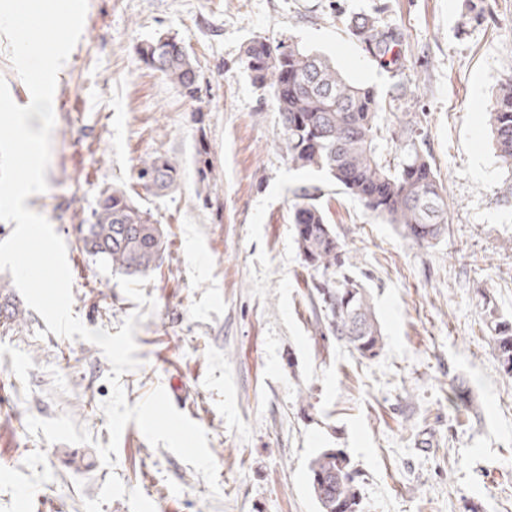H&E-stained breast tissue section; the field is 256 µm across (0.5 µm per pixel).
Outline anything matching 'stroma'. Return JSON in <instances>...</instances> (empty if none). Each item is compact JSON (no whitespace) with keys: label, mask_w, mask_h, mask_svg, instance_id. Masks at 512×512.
<instances>
[{"label":"stroma","mask_w":512,"mask_h":512,"mask_svg":"<svg viewBox=\"0 0 512 512\" xmlns=\"http://www.w3.org/2000/svg\"><path fill=\"white\" fill-rule=\"evenodd\" d=\"M366 16L401 32L400 68H381L351 34ZM159 35L196 60L195 97L141 60ZM260 37L325 55L417 122L448 201L440 241L410 246L322 173L288 164L270 94L240 61ZM510 75L512 0H88L54 94L48 189L26 205L71 255L74 315L112 334L138 305L83 251L78 226L103 189L123 185L165 228L168 251L142 287L156 308L136 324L140 366L121 382L131 406L163 387L206 431L221 497L208 499L193 466L132 422L115 468L103 466L108 360L49 332L0 271V299L19 312L0 328V512H83L112 472L156 512H318L309 465L325 448L358 472L362 512H512V375L482 322L486 296L512 320V181L478 114ZM155 155L180 170L159 196L137 183ZM302 185L321 187L328 222L346 235L382 330L377 358L314 331L289 222ZM462 385L472 408L459 412ZM63 413L92 443L28 432V417Z\"/></svg>","instance_id":"1"}]
</instances>
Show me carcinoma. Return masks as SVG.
I'll return each instance as SVG.
<instances>
[{
	"label": "carcinoma",
	"instance_id": "1",
	"mask_svg": "<svg viewBox=\"0 0 512 512\" xmlns=\"http://www.w3.org/2000/svg\"><path fill=\"white\" fill-rule=\"evenodd\" d=\"M351 33L379 65L397 66L400 32L367 17ZM140 56L188 97H195L199 74L183 43L159 36L141 46ZM241 63L252 83L271 93L279 114L281 150L291 165L325 174L371 215L397 225L413 246H430L447 233L448 203L418 141L417 123L401 122L389 129L395 148L390 161L381 120L391 104L373 88L348 82L326 57L252 40ZM481 114L502 167L512 176V76ZM177 178L176 165L163 155L142 161L137 170L138 184L155 194L170 189ZM320 195L318 186L299 187L289 215L299 255L311 271L315 332L373 359L384 348L380 325L365 285L352 274L344 234L327 223ZM79 231L86 253L126 275L159 267L169 247L162 225L153 222L125 188L102 191L89 223L79 225ZM482 299L495 357L512 375V321L498 315L487 294ZM309 480L319 512H360L358 473L343 451L322 450L310 463Z\"/></svg>",
	"mask_w": 512,
	"mask_h": 512
}]
</instances>
